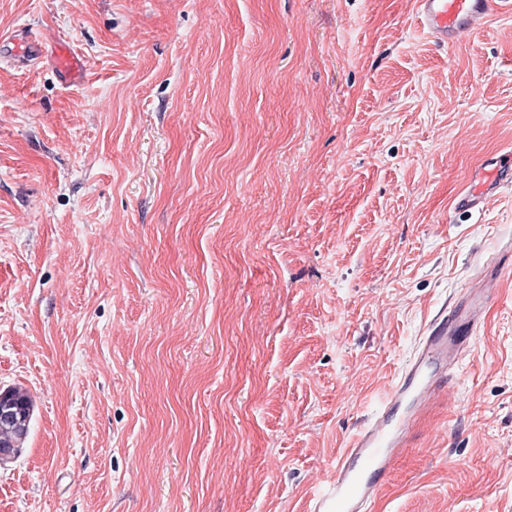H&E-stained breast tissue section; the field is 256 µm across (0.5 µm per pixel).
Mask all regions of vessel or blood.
I'll use <instances>...</instances> for the list:
<instances>
[{
	"label": "vessel or blood",
	"mask_w": 512,
	"mask_h": 512,
	"mask_svg": "<svg viewBox=\"0 0 512 512\" xmlns=\"http://www.w3.org/2000/svg\"><path fill=\"white\" fill-rule=\"evenodd\" d=\"M418 26L440 46L455 45L474 33L488 17L512 12V0H413ZM13 56L33 60L41 47L23 31L6 41ZM55 64L67 80L78 77L79 61L71 48L59 45ZM470 185L459 193L455 208L480 213L498 195L512 189V151L491 154L470 173ZM502 275L483 274L463 301L446 303L420 337L412 358L386 394L370 410L350 448L316 488L310 512H372L384 482L416 436L424 408L448 392V378L472 349L497 299Z\"/></svg>",
	"instance_id": "1"
}]
</instances>
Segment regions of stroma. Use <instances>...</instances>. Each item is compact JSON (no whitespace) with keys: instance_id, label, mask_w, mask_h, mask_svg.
I'll list each match as a JSON object with an SVG mask.
<instances>
[{"instance_id":"obj_1","label":"stroma","mask_w":512,"mask_h":512,"mask_svg":"<svg viewBox=\"0 0 512 512\" xmlns=\"http://www.w3.org/2000/svg\"><path fill=\"white\" fill-rule=\"evenodd\" d=\"M0 512H309L430 316L504 261L373 512H512V13L412 0H0ZM418 26L439 46L455 45L488 17L512 12L510 0H414ZM11 54L31 61L41 54V46L24 31L14 32L6 41ZM54 57L56 68L62 78L73 80L79 76V61L68 45H59ZM470 186L459 193L455 209L462 213H481L498 195L512 189V151L493 153L480 161L470 173ZM8 391L14 403L8 400L9 393L3 392L0 394V421H3V423H0V444L4 446H10L15 442H20L27 434L31 417L28 422L25 423L26 410L30 407L32 408L31 401L27 395L17 389H8ZM15 405L22 413H25L23 420L19 423L14 422L18 419Z\"/></svg>"}]
</instances>
